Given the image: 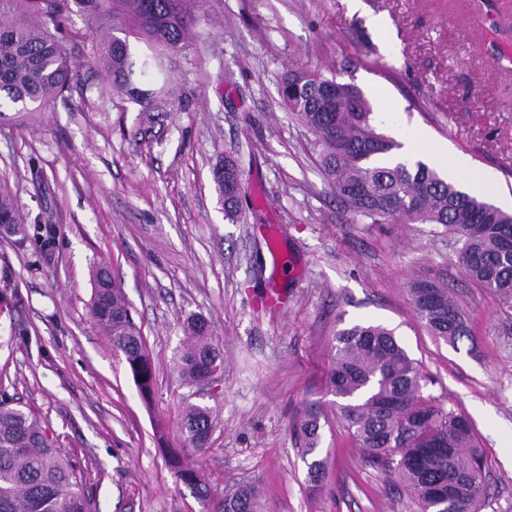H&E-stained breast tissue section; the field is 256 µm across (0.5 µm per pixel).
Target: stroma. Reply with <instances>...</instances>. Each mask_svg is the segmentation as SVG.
<instances>
[{
  "label": "stroma",
  "instance_id": "35a3bbf8",
  "mask_svg": "<svg viewBox=\"0 0 512 512\" xmlns=\"http://www.w3.org/2000/svg\"><path fill=\"white\" fill-rule=\"evenodd\" d=\"M176 51L130 38L147 105L87 67L93 38L76 6L64 46L80 78L44 112L0 120V175L28 222L0 238V390L36 415L84 476L97 512H202L166 462L181 448L189 393L175 362L191 317L206 318L224 369L201 404L215 429L190 455L214 491L256 481L265 512H418L365 459L336 416L327 376L339 329L395 333L422 395L466 418L487 463L481 512H512V306L475 288L438 224H350L307 130L279 96L309 69L356 87L377 128L440 175L512 213V0H195ZM242 172L229 223L212 171ZM105 266L141 325L156 374L144 401L89 312ZM447 281L474 333L432 336L408 293L412 274ZM321 412L326 470L311 481L292 436Z\"/></svg>",
  "mask_w": 512,
  "mask_h": 512
}]
</instances>
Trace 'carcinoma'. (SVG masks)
Here are the masks:
<instances>
[{
    "mask_svg": "<svg viewBox=\"0 0 512 512\" xmlns=\"http://www.w3.org/2000/svg\"><path fill=\"white\" fill-rule=\"evenodd\" d=\"M64 0H0V94L19 115L42 111L77 75L56 35ZM191 0H75L103 38L86 65L114 75L113 90L142 104L150 93L134 86L136 61L128 38L114 35L132 20V31L150 44L176 50L194 18ZM279 94L295 119L313 137L327 187L352 217L351 223L440 224L460 244L457 262L476 286L512 303V215L470 196L440 177L422 160H394L401 144L378 131L367 101L353 86L319 72L291 70ZM224 219L239 213L241 175L237 163L213 168ZM26 234L16 190L0 177V236ZM418 317L431 333L451 344L471 336L448 285L419 277L410 288ZM91 316L123 357L143 399L155 392V372L146 340L122 288L109 274L93 272ZM203 317L190 320L176 372L187 387L203 384L214 361L223 359ZM416 362L380 325L355 324L338 331L329 386L343 427L363 448L369 463L396 476L415 498L420 512H479L486 494L485 461L469 422L428 403ZM184 447L198 454L210 447V409L185 403L181 412ZM309 474L324 469L318 458L320 421L308 412L293 427ZM176 482L188 487L205 512H264L255 486L245 483L213 494L200 469L173 455ZM0 512H92L82 475L32 414L11 406L0 394Z\"/></svg>",
    "mask_w": 512,
    "mask_h": 512,
    "instance_id": "cac0c4a2",
    "label": "carcinoma"
}]
</instances>
